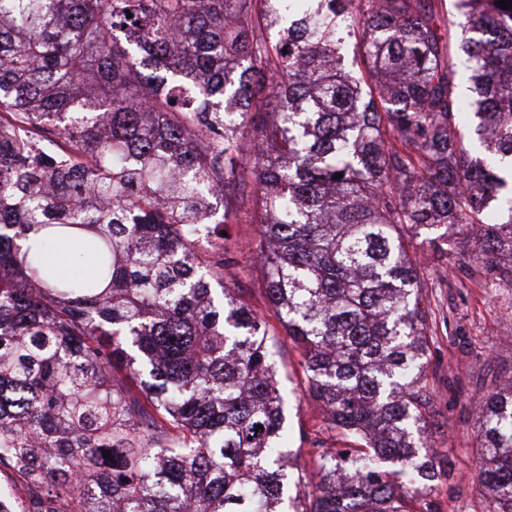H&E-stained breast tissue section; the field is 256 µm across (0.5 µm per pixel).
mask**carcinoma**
Segmentation results:
<instances>
[{
    "label": "carcinoma",
    "instance_id": "carcinoma-1",
    "mask_svg": "<svg viewBox=\"0 0 512 512\" xmlns=\"http://www.w3.org/2000/svg\"><path fill=\"white\" fill-rule=\"evenodd\" d=\"M451 2L0 0V469L30 512H287L277 339L224 285L249 179L266 299L345 441L299 512H440L406 231L446 255L473 228L512 284V8ZM476 412L485 512H512V382ZM0 487L1 489L7 488L12 492L16 504L28 507L29 488L23 476L13 471L2 470L0 471Z\"/></svg>",
    "mask_w": 512,
    "mask_h": 512
}]
</instances>
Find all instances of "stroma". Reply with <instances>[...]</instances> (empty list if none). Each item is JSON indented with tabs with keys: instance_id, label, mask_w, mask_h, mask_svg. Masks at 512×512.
<instances>
[{
	"instance_id": "35a3bbf8",
	"label": "stroma",
	"mask_w": 512,
	"mask_h": 512,
	"mask_svg": "<svg viewBox=\"0 0 512 512\" xmlns=\"http://www.w3.org/2000/svg\"><path fill=\"white\" fill-rule=\"evenodd\" d=\"M449 234L453 249L446 256L429 246V230H420L414 237L418 256L432 276L423 290L424 302L437 312L429 332L426 365L429 440L441 472L435 495L443 512H484L476 479L480 450L474 406L512 378V288L499 285L497 266L477 255L465 225H455ZM450 269L455 272V283L449 287L438 284L437 276ZM224 281L259 315L274 321L260 267L243 261L225 271ZM279 346L275 371L286 399L285 434L294 453V470L305 478L314 468L308 436H319L327 448L337 445L338 438L326 430L321 409L311 397L299 351L285 336Z\"/></svg>"
}]
</instances>
